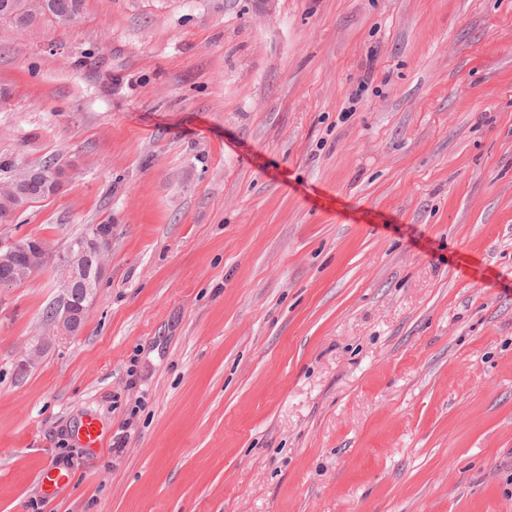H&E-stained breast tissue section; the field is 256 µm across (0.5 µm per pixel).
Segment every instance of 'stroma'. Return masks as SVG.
<instances>
[{
	"label": "stroma",
	"mask_w": 512,
	"mask_h": 512,
	"mask_svg": "<svg viewBox=\"0 0 512 512\" xmlns=\"http://www.w3.org/2000/svg\"><path fill=\"white\" fill-rule=\"evenodd\" d=\"M47 161L0 242L112 252L67 339L0 288V512H512V0L0 21V183ZM42 167H57L56 164L49 163L44 164L41 167L38 168H32L25 172H23L22 177H24V183L28 184H34L28 188H26L23 191L22 196L18 201L12 200V193L10 192L8 186L4 185L3 187L0 186V211L3 203L5 202H11L13 204L11 211L14 212L17 209L23 207L28 202H31L34 199L44 197V196H51L54 195L59 187L61 186V183L63 179L65 178L66 171L64 168L62 173H57L55 170H53L51 173H48L44 170ZM19 176H17L15 179H18ZM39 184L45 195H43L42 190L40 189Z\"/></svg>",
	"instance_id": "35a3bbf8"
}]
</instances>
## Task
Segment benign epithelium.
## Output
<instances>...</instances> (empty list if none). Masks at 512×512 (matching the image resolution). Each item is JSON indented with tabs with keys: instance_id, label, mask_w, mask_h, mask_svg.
I'll list each match as a JSON object with an SVG mask.
<instances>
[{
	"instance_id": "benign-epithelium-1",
	"label": "benign epithelium",
	"mask_w": 512,
	"mask_h": 512,
	"mask_svg": "<svg viewBox=\"0 0 512 512\" xmlns=\"http://www.w3.org/2000/svg\"><path fill=\"white\" fill-rule=\"evenodd\" d=\"M24 182L38 184L47 196L55 194L65 173H48L42 167L22 173ZM112 250V225L93 224L90 232L76 239L63 251L50 248L38 238L17 240L0 246V264L17 269V275L0 279V287L18 283L27 272L52 271L60 284L61 295L50 313L52 335L76 336L86 321L96 290Z\"/></svg>"
}]
</instances>
